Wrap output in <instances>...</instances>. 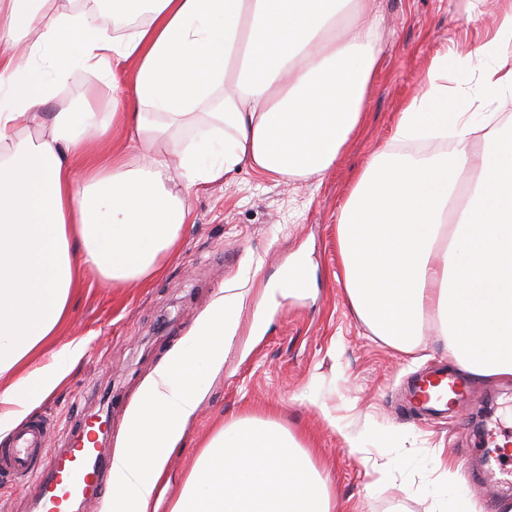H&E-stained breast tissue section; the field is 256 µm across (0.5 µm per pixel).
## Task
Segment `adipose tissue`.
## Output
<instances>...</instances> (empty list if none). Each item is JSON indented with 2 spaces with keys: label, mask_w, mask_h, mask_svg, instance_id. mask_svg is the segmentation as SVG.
Instances as JSON below:
<instances>
[{
  "label": "adipose tissue",
  "mask_w": 512,
  "mask_h": 512,
  "mask_svg": "<svg viewBox=\"0 0 512 512\" xmlns=\"http://www.w3.org/2000/svg\"><path fill=\"white\" fill-rule=\"evenodd\" d=\"M370 0H0V427L66 379L81 354L52 348L85 270L119 288L159 272L179 243L193 187L246 166L284 181L331 169L360 124L383 44ZM512 12L465 55L435 56L399 114L397 141L454 137L450 154L384 150L353 183L338 221L355 315L398 351L437 326L449 357L512 377V138L468 145L472 105L512 96ZM479 70L482 98L449 86ZM77 70L130 96L48 111ZM121 126L134 157L92 155ZM246 294L222 290L140 387L112 454L107 512H149L186 425L224 367ZM170 512H338L329 478L279 421L242 416L204 445Z\"/></svg>",
  "instance_id": "ef3b65f1"
}]
</instances>
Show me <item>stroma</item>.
<instances>
[{
  "instance_id": "35a3bbf8",
  "label": "stroma",
  "mask_w": 512,
  "mask_h": 512,
  "mask_svg": "<svg viewBox=\"0 0 512 512\" xmlns=\"http://www.w3.org/2000/svg\"><path fill=\"white\" fill-rule=\"evenodd\" d=\"M374 0L385 46L373 76L366 117L325 174L284 183L243 167L224 181L192 189L177 253L147 283L115 288L93 271L72 295L63 341L82 354L65 383L35 414L51 425L45 453L70 447L83 424L108 415L102 447L115 448L140 386L196 318L232 285L244 286L238 334L207 396L168 464L169 512L203 445L224 422L270 417L303 439L324 467L344 512H432L447 491L436 464L452 468L457 489L477 508L512 492L498 482L494 453L479 444L504 422L512 379L471 380L468 407L439 420L410 413L407 378L448 363L436 329L424 346L402 354L351 311L342 285L336 238L339 213L357 173L392 143L396 117L417 91L434 56L485 42L512 0ZM308 258L309 286L277 300L262 332L254 313L267 284ZM338 417L363 448L350 453L328 424ZM40 484L25 477L0 483V512H36Z\"/></svg>"
}]
</instances>
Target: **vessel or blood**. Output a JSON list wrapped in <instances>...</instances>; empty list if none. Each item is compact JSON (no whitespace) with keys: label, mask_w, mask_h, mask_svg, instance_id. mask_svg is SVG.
Wrapping results in <instances>:
<instances>
[{"label":"vessel or blood","mask_w":512,"mask_h":512,"mask_svg":"<svg viewBox=\"0 0 512 512\" xmlns=\"http://www.w3.org/2000/svg\"><path fill=\"white\" fill-rule=\"evenodd\" d=\"M408 395L416 413L444 415L466 400L468 385L438 366L415 374ZM47 437L46 425L37 419L13 429L8 446L0 448V479L30 473ZM102 461L103 450L94 440L78 442L56 455L42 494L43 512H63L71 500L94 493L100 484Z\"/></svg>","instance_id":"b4317fda"}]
</instances>
